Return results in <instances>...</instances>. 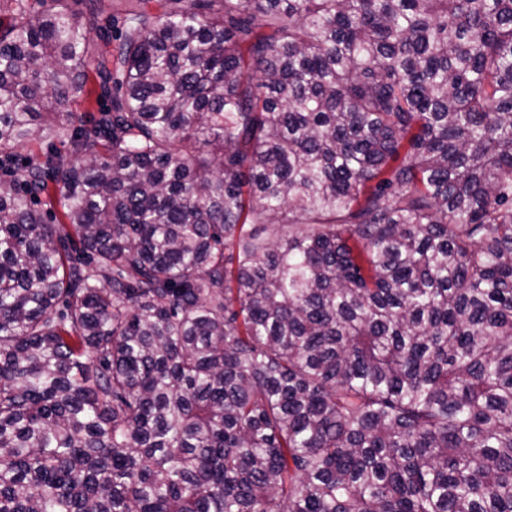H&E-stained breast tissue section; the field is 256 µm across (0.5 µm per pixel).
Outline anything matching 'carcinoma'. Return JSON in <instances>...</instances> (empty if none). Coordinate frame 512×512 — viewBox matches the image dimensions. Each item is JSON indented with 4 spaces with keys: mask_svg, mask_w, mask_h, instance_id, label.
Here are the masks:
<instances>
[{
    "mask_svg": "<svg viewBox=\"0 0 512 512\" xmlns=\"http://www.w3.org/2000/svg\"><path fill=\"white\" fill-rule=\"evenodd\" d=\"M102 2L0 0V512H512V0Z\"/></svg>",
    "mask_w": 512,
    "mask_h": 512,
    "instance_id": "obj_1",
    "label": "carcinoma"
}]
</instances>
